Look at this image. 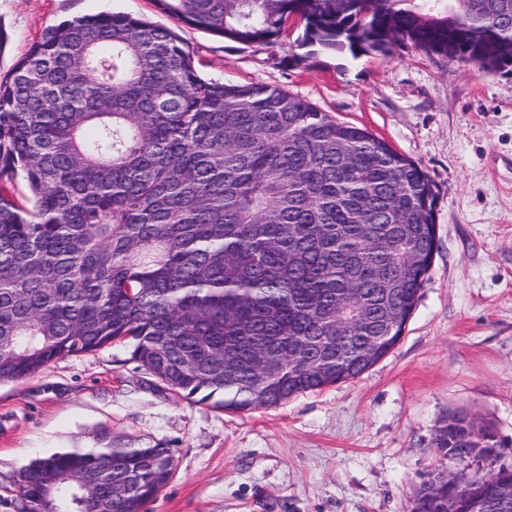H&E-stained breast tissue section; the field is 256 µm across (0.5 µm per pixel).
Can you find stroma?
I'll use <instances>...</instances> for the list:
<instances>
[{
  "label": "stroma",
  "mask_w": 512,
  "mask_h": 512,
  "mask_svg": "<svg viewBox=\"0 0 512 512\" xmlns=\"http://www.w3.org/2000/svg\"><path fill=\"white\" fill-rule=\"evenodd\" d=\"M112 12L171 24L154 0H0V76L48 26ZM176 31L204 78L279 87L415 161L436 191L428 279L388 356L275 408L177 397L115 345L0 384V512H21L25 463L101 435L171 449L173 478L143 512H410L438 471L512 467V73L410 46L357 60L316 50L297 67L292 24L254 47ZM456 409L492 423L497 448L444 456L436 432Z\"/></svg>",
  "instance_id": "35a3bbf8"
}]
</instances>
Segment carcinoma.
<instances>
[{"instance_id": "obj_1", "label": "carcinoma", "mask_w": 512, "mask_h": 512, "mask_svg": "<svg viewBox=\"0 0 512 512\" xmlns=\"http://www.w3.org/2000/svg\"><path fill=\"white\" fill-rule=\"evenodd\" d=\"M154 2L243 46L276 43L296 15L303 49L512 68V0ZM434 203L385 140L278 87L202 78L170 27L63 20L0 78V383L114 344L227 411L354 379L415 310ZM435 445L463 460L497 436L457 410ZM173 473L170 449L101 437L26 464L23 512H142ZM411 512H512V468L437 472Z\"/></svg>"}]
</instances>
